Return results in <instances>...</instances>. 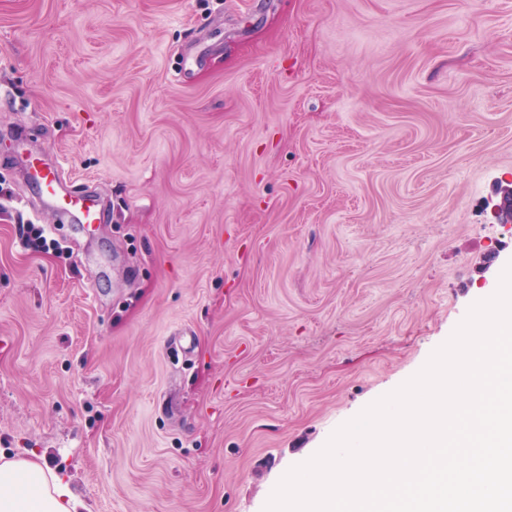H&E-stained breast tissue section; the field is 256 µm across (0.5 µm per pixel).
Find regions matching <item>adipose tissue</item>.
Masks as SVG:
<instances>
[{
    "label": "adipose tissue",
    "instance_id": "obj_1",
    "mask_svg": "<svg viewBox=\"0 0 512 512\" xmlns=\"http://www.w3.org/2000/svg\"><path fill=\"white\" fill-rule=\"evenodd\" d=\"M78 496L44 457L0 455V512H84Z\"/></svg>",
    "mask_w": 512,
    "mask_h": 512
}]
</instances>
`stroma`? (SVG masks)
<instances>
[{
	"mask_svg": "<svg viewBox=\"0 0 512 512\" xmlns=\"http://www.w3.org/2000/svg\"><path fill=\"white\" fill-rule=\"evenodd\" d=\"M509 189L512 0H0V453L263 512L496 292ZM39 166L34 164L30 157L27 167L33 168L31 174L32 183L42 189V206L49 211H70L73 212L78 223L99 224L101 222L100 200L96 195L66 196L58 190L60 181V164L45 166L41 160Z\"/></svg>",
	"mask_w": 512,
	"mask_h": 512,
	"instance_id": "1",
	"label": "stroma"
}]
</instances>
